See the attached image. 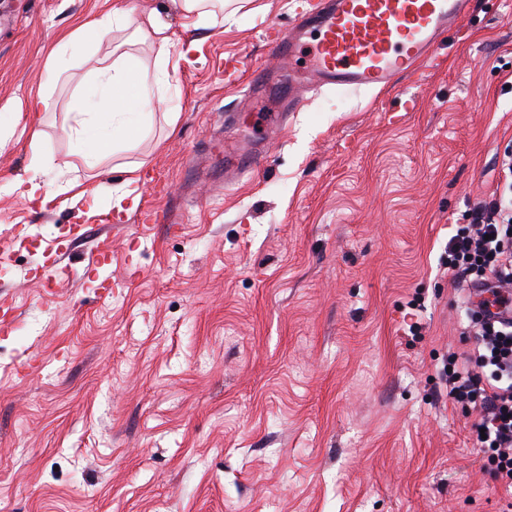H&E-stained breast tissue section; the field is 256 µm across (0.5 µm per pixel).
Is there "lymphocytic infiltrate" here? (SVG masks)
Instances as JSON below:
<instances>
[{"label": "lymphocytic infiltrate", "mask_w": 512, "mask_h": 512, "mask_svg": "<svg viewBox=\"0 0 512 512\" xmlns=\"http://www.w3.org/2000/svg\"><path fill=\"white\" fill-rule=\"evenodd\" d=\"M503 188L468 209L445 247L443 264L487 298L465 305L476 348L465 360L449 356L441 375L449 399L475 412L470 425L480 451L491 453L495 479L512 492V318H491L490 303L512 298V153L501 159Z\"/></svg>", "instance_id": "lymphocytic-infiltrate-1"}]
</instances>
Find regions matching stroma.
<instances>
[{"label": "stroma", "instance_id": "1", "mask_svg": "<svg viewBox=\"0 0 512 512\" xmlns=\"http://www.w3.org/2000/svg\"><path fill=\"white\" fill-rule=\"evenodd\" d=\"M314 2L245 0L190 28L174 0H0V512H512L436 394L443 360L475 345L442 257L512 151V0H475L392 89H301L276 137L215 62L272 63L269 25ZM115 6L156 11L178 69L137 141L89 169L64 133L73 96L105 58L159 69L132 29L82 32ZM240 127L263 166L228 186ZM36 152L57 192L43 205L11 191ZM133 164L160 183L131 182ZM69 179L85 198L59 193ZM104 185L135 199L112 207ZM141 205L182 222L138 221ZM104 247L117 285L100 297Z\"/></svg>", "mask_w": 512, "mask_h": 512}]
</instances>
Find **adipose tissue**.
Wrapping results in <instances>:
<instances>
[{
  "mask_svg": "<svg viewBox=\"0 0 512 512\" xmlns=\"http://www.w3.org/2000/svg\"><path fill=\"white\" fill-rule=\"evenodd\" d=\"M134 27L136 34L150 41L157 49L161 62H168L173 41L156 13L138 17L124 8H115L87 22V29L98 38L108 37L113 28ZM146 68L137 56L126 53L98 70L97 91L99 111H89L84 96H76L70 105L72 122L66 135L72 140L75 155L89 167L96 166L113 152L119 142L132 140L138 128L133 117L149 114L154 109V94L150 86H143L135 94L129 93L126 80L132 75H145Z\"/></svg>",
  "mask_w": 512,
  "mask_h": 512,
  "instance_id": "obj_1",
  "label": "adipose tissue"
}]
</instances>
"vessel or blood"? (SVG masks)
Instances as JSON below:
<instances>
[{"label":"vessel or blood","mask_w":512,"mask_h":512,"mask_svg":"<svg viewBox=\"0 0 512 512\" xmlns=\"http://www.w3.org/2000/svg\"><path fill=\"white\" fill-rule=\"evenodd\" d=\"M473 0H320L315 11L296 14L291 26L270 29L269 47L285 64L243 72L240 60L227 61L229 80H246L250 101L259 104L269 84L280 85L283 109L269 116L279 128L296 111L294 85L322 88H385L403 74H414L434 55L449 32L461 30ZM258 152L224 157V180L259 166Z\"/></svg>","instance_id":"1"}]
</instances>
